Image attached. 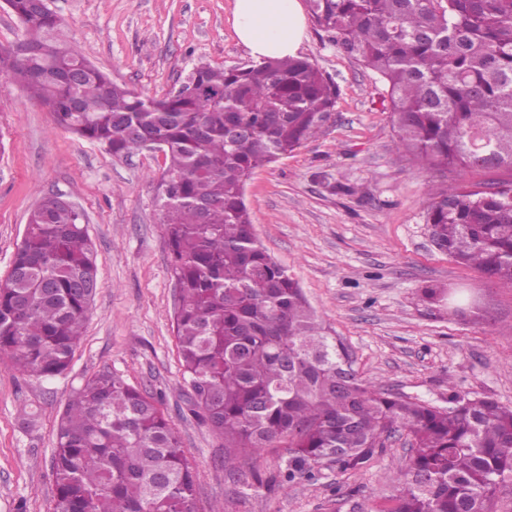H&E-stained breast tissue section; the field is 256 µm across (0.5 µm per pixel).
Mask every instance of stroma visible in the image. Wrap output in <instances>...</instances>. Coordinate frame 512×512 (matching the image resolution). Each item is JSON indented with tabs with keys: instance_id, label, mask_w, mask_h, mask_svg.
Segmentation results:
<instances>
[{
	"instance_id": "obj_1",
	"label": "stroma",
	"mask_w": 512,
	"mask_h": 512,
	"mask_svg": "<svg viewBox=\"0 0 512 512\" xmlns=\"http://www.w3.org/2000/svg\"><path fill=\"white\" fill-rule=\"evenodd\" d=\"M64 35L112 82L153 97L176 92L198 62L246 67L234 0H48ZM301 56L338 89L330 121L245 185L254 230L322 321L348 345L362 378L444 405L449 391L512 406V290L456 264L426 222L440 179L398 150L386 88L308 22ZM163 157L118 160L57 126L20 82L0 78V281L28 216L56 194L73 203L95 251L98 289L68 369L45 378L0 359V512H52L56 427L86 377L108 370L152 395L196 467L201 507L227 497L236 512H391V480L411 454L405 432L367 465L314 469L280 483L288 454L267 448L243 462L260 485L231 479L224 437L194 407L174 334L175 282L157 198ZM430 287L460 289L449 314Z\"/></svg>"
}]
</instances>
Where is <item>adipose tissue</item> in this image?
I'll return each mask as SVG.
<instances>
[{
    "label": "adipose tissue",
    "mask_w": 512,
    "mask_h": 512,
    "mask_svg": "<svg viewBox=\"0 0 512 512\" xmlns=\"http://www.w3.org/2000/svg\"><path fill=\"white\" fill-rule=\"evenodd\" d=\"M234 27L258 62L297 55L306 39L301 0H235Z\"/></svg>",
    "instance_id": "obj_1"
}]
</instances>
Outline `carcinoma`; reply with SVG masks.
I'll return each mask as SVG.
<instances>
[{"label":"carcinoma","instance_id":"obj_1","mask_svg":"<svg viewBox=\"0 0 512 512\" xmlns=\"http://www.w3.org/2000/svg\"><path fill=\"white\" fill-rule=\"evenodd\" d=\"M35 54H0L57 125L128 158L164 144L162 224L176 288L181 375L224 465L286 448L284 480L334 459L357 470L377 444L407 432L412 455L392 512H497L512 484V408L455 391L448 406L361 378L345 343L253 231V173L315 137L336 84L306 58L246 69L200 62L194 88L157 98L112 82L61 35L52 11L7 0ZM315 23L388 86L397 146L420 171L461 179L427 212L456 263L512 289V0H309ZM82 71L71 83L64 68ZM511 175L468 183L469 172ZM0 282V357L52 377L69 365L97 289L93 246L77 209L48 195L30 212ZM53 512H198L196 474L152 397L110 371L76 389L60 419Z\"/></svg>","mask_w":512,"mask_h":512}]
</instances>
